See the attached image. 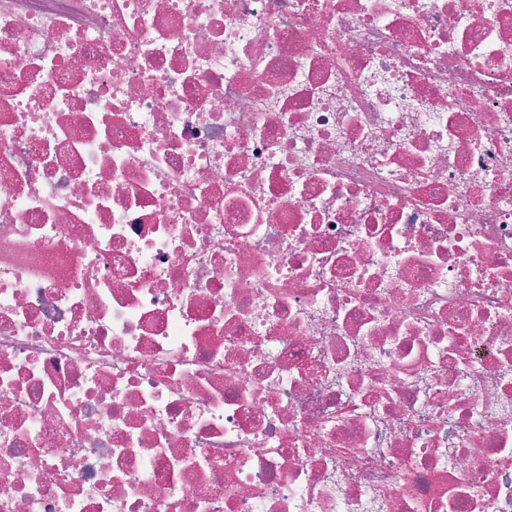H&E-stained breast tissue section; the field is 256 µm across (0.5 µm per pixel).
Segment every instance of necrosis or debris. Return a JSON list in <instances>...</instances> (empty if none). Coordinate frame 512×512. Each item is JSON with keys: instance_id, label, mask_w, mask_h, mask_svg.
<instances>
[{"instance_id": "obj_1", "label": "necrosis or debris", "mask_w": 512, "mask_h": 512, "mask_svg": "<svg viewBox=\"0 0 512 512\" xmlns=\"http://www.w3.org/2000/svg\"><path fill=\"white\" fill-rule=\"evenodd\" d=\"M0 512H512V0H0Z\"/></svg>"}]
</instances>
